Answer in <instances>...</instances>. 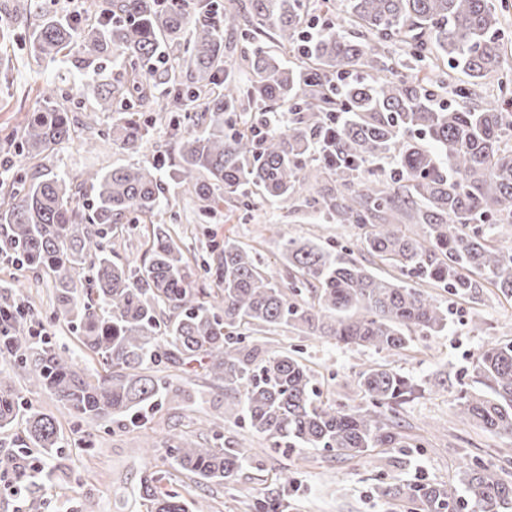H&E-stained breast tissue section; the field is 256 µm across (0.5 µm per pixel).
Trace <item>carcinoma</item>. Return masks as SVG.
Returning a JSON list of instances; mask_svg holds the SVG:
<instances>
[{"instance_id":"carcinoma-1","label":"carcinoma","mask_w":512,"mask_h":512,"mask_svg":"<svg viewBox=\"0 0 512 512\" xmlns=\"http://www.w3.org/2000/svg\"><path fill=\"white\" fill-rule=\"evenodd\" d=\"M331 0H111L91 3L82 18L45 12L31 34L35 57L54 60L76 51L90 67L112 57L116 72L98 83L95 111L116 112L106 138L136 151L153 117L166 118L178 139V162L94 172L79 184L64 176L0 182V250L19 267L47 275L56 315L81 330L82 346L105 375L90 378L71 356L36 336L32 313L0 293V375L21 370L49 389L86 428L110 418L137 426V413L164 403L170 384L141 371L153 365L206 362L224 388V413L242 412L271 446L321 448L354 458L371 448H398L396 407L415 386L385 365L359 374L366 405L321 400L298 355L259 358L256 326L287 325L309 336L376 352H400L410 332L438 335L448 310L426 291L369 271L341 253L288 237L282 256L294 272L292 292L312 288L315 301L288 297L272 270L241 244L226 239L216 266L203 264L217 290L194 287L189 258L164 224L152 219L168 206L176 185L207 217L224 198L252 208L255 188L283 206L296 199L338 224L359 230L357 242L417 283L460 297L492 285L512 298V247L475 224L512 225V67L505 68L500 21L491 0H341L344 21L316 35L304 27ZM31 13L29 0H0V40ZM272 33L274 51L256 41ZM242 42L244 76L226 60L224 38ZM293 56V61L286 56ZM429 67L423 77L400 72L404 59ZM473 79L500 75L502 94L470 107L438 105L448 70ZM224 80H218V73ZM189 76L184 81L183 76ZM269 115L272 128L246 117ZM74 139L71 118L54 89L24 125L18 153L50 152ZM397 153L396 167L379 176L365 165ZM336 174L329 194L319 177ZM91 212L75 203L84 186ZM151 222L140 262L112 260L113 232ZM485 390H462L460 418L512 438V341L491 342L472 363ZM23 419L22 446L60 448L55 420L0 388V430ZM171 463L194 478L222 485L251 461L249 449L203 446L186 435L165 445ZM0 475L22 492L36 484L25 450L0 457ZM158 472L140 478L147 512H206L196 500L161 488ZM281 496L258 501L254 512H281L294 479L277 477ZM465 496L450 487L386 483L384 497L406 498L414 512H512V481L469 462Z\"/></svg>"}]
</instances>
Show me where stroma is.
Segmentation results:
<instances>
[{
    "instance_id": "stroma-1",
    "label": "stroma",
    "mask_w": 512,
    "mask_h": 512,
    "mask_svg": "<svg viewBox=\"0 0 512 512\" xmlns=\"http://www.w3.org/2000/svg\"><path fill=\"white\" fill-rule=\"evenodd\" d=\"M52 7L51 0H32L28 20L14 26L0 54V171L39 176L51 170L79 182L94 171L149 165L157 157L176 156L177 144L160 124L136 151L120 149L103 139L101 132L111 124V114L98 115L92 123L87 120L94 104L88 88L92 70L81 68L71 56L53 63L35 59L29 42L32 25ZM48 86L66 90L60 103L78 124L80 137L94 141V150H85L78 140H70L56 145L50 153L31 158L19 156L7 146V139L18 138L39 93ZM192 208L188 195L178 188L172 190L169 210L178 219L170 226L171 235L201 262L212 260L214 244L230 238L255 249L265 265L284 276L288 270L280 256V240L291 236L321 244H346L359 265L380 274L387 270L379 258L358 247L355 226L335 223L299 203L287 209L257 195L251 211L236 209L227 201L204 221L196 219ZM4 283L15 284L17 298L31 305L38 331L65 347L85 372L100 371L99 362L92 360L74 333L56 319L55 292L46 275L0 260V284ZM432 294L448 309L447 331L437 336L414 334L411 348L400 353L344 347L290 328L264 334L260 342L267 354L283 349L299 351L313 371L323 400L338 405L362 404L358 374L374 364L388 365L421 385V394L400 410L407 436L405 447L373 448L352 459L313 448H272L242 419L225 414L223 389L208 377L174 367L163 369L162 374L176 394L154 410L146 428L132 430L107 422L90 432L50 391L32 387L27 374L21 372L12 376L10 386L27 392L40 411L55 418L64 445L36 454L42 472L51 475V483L27 498L0 491V512H84L90 502L97 512H146L138 484L142 473L150 468L161 470L165 489L203 502L210 512H250V504L264 499L283 471L296 479L287 512H411L410 502L381 496V481L401 485L429 481L456 488L464 461L473 458L511 481L512 440L478 425L461 423L456 390H443L437 382L456 375L463 383L472 384L471 363L481 347L512 340V299L492 287L474 297H456L444 288L433 289ZM202 417L219 422L225 440L244 443L252 450L250 465L231 483H197L165 457L161 444L170 436L196 433L201 441H212V431L198 429L197 421Z\"/></svg>"
}]
</instances>
